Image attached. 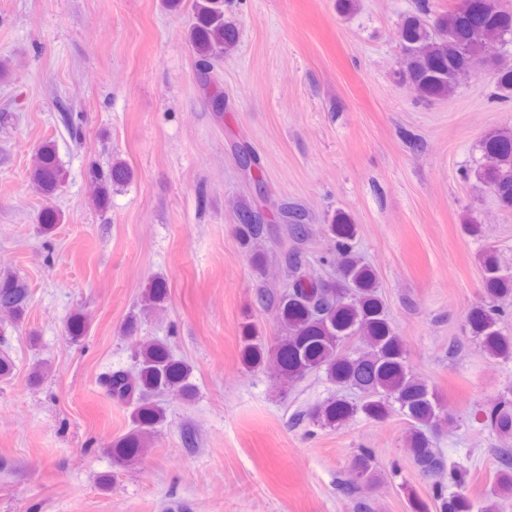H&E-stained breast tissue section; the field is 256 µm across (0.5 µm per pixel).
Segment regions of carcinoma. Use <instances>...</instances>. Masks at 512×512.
<instances>
[{"label": "carcinoma", "mask_w": 512, "mask_h": 512, "mask_svg": "<svg viewBox=\"0 0 512 512\" xmlns=\"http://www.w3.org/2000/svg\"><path fill=\"white\" fill-rule=\"evenodd\" d=\"M194 23L189 31L199 62L211 68L212 61L229 54L235 46L236 32L224 19V0H193ZM402 57L394 72L395 82L427 100L452 96L465 79H480L483 74L471 63L485 57L493 42L512 44V8L501 0H456L455 5L432 15L429 5L405 15L398 27ZM496 95L512 99V63L498 56L490 67ZM482 156L472 161L466 172L475 186L493 197L504 211H512V126L488 130L481 142ZM66 172L59 162L52 141L43 142L30 171L31 183L46 197L63 185ZM96 189V204L105 208L112 190L133 179L132 170L114 160L103 170L89 169ZM289 234L297 241L314 236L313 224L300 205L290 202L280 211ZM39 230L48 235L62 223V215L52 209L39 217ZM241 247L254 257L261 269L264 256L256 246L265 238L267 225L254 205L235 214ZM330 251L334 257L320 256V264H338L335 274L322 277L310 271L307 253L293 249L282 256L286 283L281 288H260L258 305L274 314L282 336L274 344L249 332L243 337L242 361L249 368L274 359L283 379L295 380L311 372L323 374L336 387V394L312 408L308 418L322 428H334L357 416L382 420L391 411L406 421V442L412 463L429 480L438 512H505L512 501V448L501 449L495 486L479 500L467 493L464 463L452 460L434 446L433 434L444 425L455 424L438 392L409 369L406 352L392 325L379 294L375 271L355 250V225L338 213L329 224ZM482 297L466 314L465 328L479 348L493 361H512V332L501 327L512 315V263H504L496 249L481 255ZM167 299L166 282L156 279L146 290V312L160 309ZM30 301V291L19 276L0 273V313L10 323L21 322ZM69 338L77 342L85 336L86 323L79 315L66 324ZM359 338L363 347L351 346ZM131 371H116L104 376L107 396L129 410L130 431L114 445L117 463L140 457L151 431L166 418L165 408L156 400L163 392H176L187 398L192 393L189 366L174 358L161 339L142 342ZM354 390L359 400L352 402L344 392ZM482 425L499 437L512 436V399H502L483 411ZM353 478L342 483L353 497L363 487L380 481L376 455L360 448L354 455Z\"/></svg>", "instance_id": "1"}]
</instances>
